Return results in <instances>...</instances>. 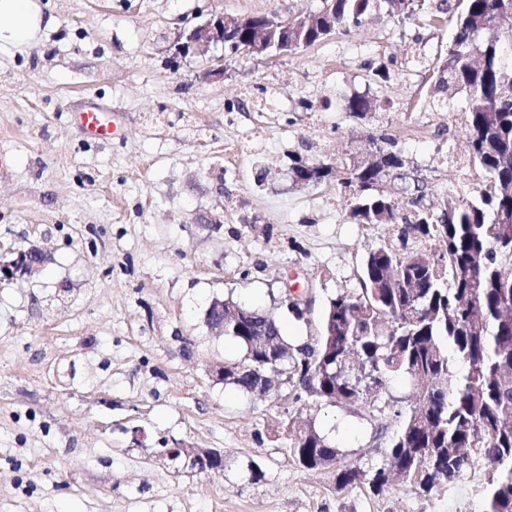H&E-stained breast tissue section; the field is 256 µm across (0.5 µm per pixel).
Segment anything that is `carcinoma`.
<instances>
[{
  "label": "carcinoma",
  "instance_id": "1",
  "mask_svg": "<svg viewBox=\"0 0 512 512\" xmlns=\"http://www.w3.org/2000/svg\"><path fill=\"white\" fill-rule=\"evenodd\" d=\"M456 9L452 42L429 68L423 111L464 125L480 188L448 191L445 220L425 210L423 181L412 180L402 198L383 188L390 170L406 167L392 136L378 135L382 162L369 167L349 157L329 164L301 142L291 174L326 166L325 177L353 197L359 222L403 225L400 247L367 250L359 287L327 299L310 346L289 344L272 313L225 298L224 335L241 357L224 365V385L252 393L265 379L296 401L363 409L386 465L346 464L315 427L283 422L295 461L329 470L340 491L363 486L378 495L397 477L426 498L480 461L493 470L483 512H512V0H460ZM383 12L439 28L448 9L432 0H336L321 24L289 26L288 39L314 46ZM338 108L358 118L386 110L359 94ZM423 239L441 246L432 254L409 246ZM396 377L410 383L408 408L390 393Z\"/></svg>",
  "mask_w": 512,
  "mask_h": 512
}]
</instances>
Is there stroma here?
<instances>
[{"instance_id":"35a3bbf8","label":"stroma","mask_w":512,"mask_h":512,"mask_svg":"<svg viewBox=\"0 0 512 512\" xmlns=\"http://www.w3.org/2000/svg\"><path fill=\"white\" fill-rule=\"evenodd\" d=\"M40 2L55 27L0 49V253L34 245L50 258L37 276L0 283V512H482L480 468L419 498L399 485L340 491L327 470L297 465L289 418L314 424L344 462L380 466L385 454L356 409L215 381L210 366L240 353L204 322L228 294L278 313L291 278L313 304L308 320L283 317L284 333L311 342L326 298L357 287L366 249L397 243L398 226L352 220L335 181L293 183L302 141L332 159L387 132L431 204L475 184L461 123L406 108L453 23L382 14L206 79L208 58L176 54L181 29L320 0ZM378 67L385 78L370 82ZM257 84L270 98L262 112L244 95ZM364 93L390 110L359 120L337 109ZM90 98L116 123L110 137L74 120ZM203 212L223 215L221 230L198 224ZM64 287L70 301L53 302ZM179 443L223 451V472L164 463Z\"/></svg>"}]
</instances>
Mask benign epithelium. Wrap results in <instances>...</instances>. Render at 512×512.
I'll use <instances>...</instances> for the list:
<instances>
[{
    "instance_id": "1",
    "label": "benign epithelium",
    "mask_w": 512,
    "mask_h": 512,
    "mask_svg": "<svg viewBox=\"0 0 512 512\" xmlns=\"http://www.w3.org/2000/svg\"><path fill=\"white\" fill-rule=\"evenodd\" d=\"M282 20L280 15H262V20L253 21L251 17L220 13L211 16L205 22L178 33L174 43L175 51L181 55L206 56L212 47L221 43L239 46L237 60L271 58L275 54L288 51V40L266 42L267 34ZM256 27L258 35L241 38L246 27ZM11 258L0 259V283L28 278L41 270L42 250L34 246L16 248L9 251ZM162 457L172 461H182L185 465L202 473L216 472L224 464V454L215 449L195 448L181 445L163 451Z\"/></svg>"
}]
</instances>
